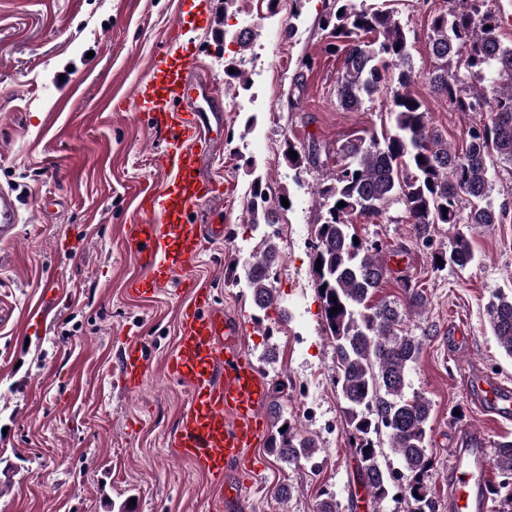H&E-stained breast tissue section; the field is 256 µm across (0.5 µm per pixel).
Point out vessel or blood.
<instances>
[{
  "label": "vessel or blood",
  "mask_w": 512,
  "mask_h": 512,
  "mask_svg": "<svg viewBox=\"0 0 512 512\" xmlns=\"http://www.w3.org/2000/svg\"><path fill=\"white\" fill-rule=\"evenodd\" d=\"M197 70V59L163 51L128 101L114 106L118 112L130 108L145 116L147 131L164 145L155 158L161 181L139 194L138 216L121 231L127 252L142 270L127 281L130 294L150 297L174 282L184 291L176 345L162 362L164 375L189 392L169 453L205 475L229 506L237 497L236 474L249 449L263 439L270 394L267 381L241 347L244 326L225 318L215 308L211 290L188 276L208 245L224 232L213 212L203 209L223 193V180L209 176L206 165L221 152L224 111L216 105L218 95L211 83L198 77ZM21 220L12 190L0 187V241H11ZM147 370L144 339L121 337L120 387L138 392ZM468 395L490 414L512 415V388L494 379H482ZM448 512H492L488 453L478 430H465L453 453Z\"/></svg>",
  "instance_id": "obj_1"
}]
</instances>
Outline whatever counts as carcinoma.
Segmentation results:
<instances>
[{
  "label": "carcinoma",
  "mask_w": 512,
  "mask_h": 512,
  "mask_svg": "<svg viewBox=\"0 0 512 512\" xmlns=\"http://www.w3.org/2000/svg\"><path fill=\"white\" fill-rule=\"evenodd\" d=\"M323 18L332 42L328 50L342 52L344 67L337 80L338 105L348 111L361 108L392 73L397 87L390 103L394 131L382 139L356 137L340 148L342 162L335 176L319 184V217L314 228L312 270L323 303L325 331L336 351L334 384L343 400L350 447L358 457L359 476L376 502L388 497L407 499L411 512H433L424 477L433 465L427 448L430 403L405 394L408 372L419 358L420 341L401 336L398 327L408 311L422 308L425 297L417 288L405 289L402 302H373L386 276L379 259L382 246L354 243V220L378 216L385 208L402 206L405 222L430 249L436 268L464 269L474 260L470 240L456 232L450 249L433 248L435 224H498L501 211L491 198V162L512 164V45L502 43L500 24L485 0H457L430 24L428 46L437 66L429 73L431 92L453 100L461 112H488L487 124L470 127L462 147L448 146L430 130L421 98L410 87L415 73L409 64L408 40L395 11L369 7L356 0ZM466 52L465 71L458 58ZM497 75L491 90L477 86L484 71ZM262 180L253 181L247 201L248 223L257 229L275 223L276 209ZM346 206L339 208V202ZM280 249L264 234L244 269L246 286L261 313L276 304L273 269ZM442 262H437V259ZM341 311L333 314L331 308ZM489 322L499 346L512 356V295L496 294L487 306ZM274 431L267 448L288 464L308 461L317 451L313 438L298 433L281 409L271 414ZM389 438V450L381 436ZM394 456L402 470L390 468ZM495 466L500 480L491 495L512 502V439L497 444Z\"/></svg>",
  "instance_id": "carcinoma-1"
}]
</instances>
